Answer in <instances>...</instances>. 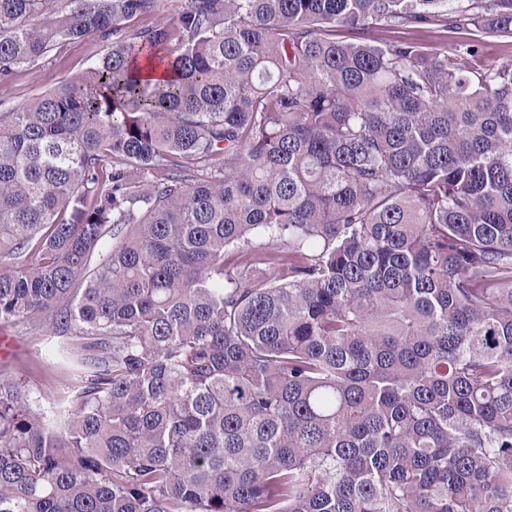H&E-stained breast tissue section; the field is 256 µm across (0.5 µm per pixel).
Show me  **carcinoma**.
I'll list each match as a JSON object with an SVG mask.
<instances>
[{
  "mask_svg": "<svg viewBox=\"0 0 512 512\" xmlns=\"http://www.w3.org/2000/svg\"><path fill=\"white\" fill-rule=\"evenodd\" d=\"M487 36L512 0H0L1 83L108 42L0 112V321L67 374L58 424L0 380V512H512ZM105 50V42L89 38L66 44L37 65L19 70L11 82L0 84V112L27 104L56 82L77 76Z\"/></svg>",
  "mask_w": 512,
  "mask_h": 512,
  "instance_id": "obj_1",
  "label": "carcinoma"
}]
</instances>
